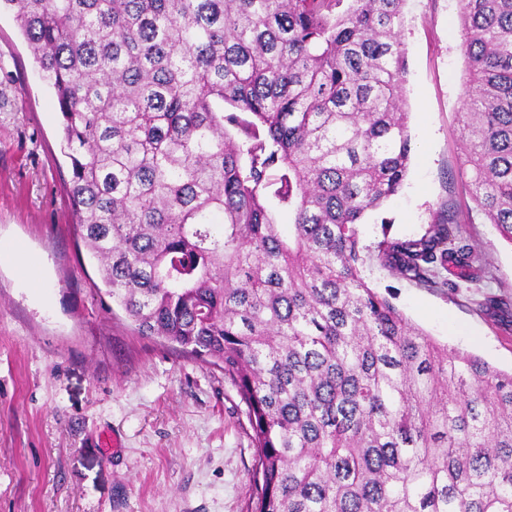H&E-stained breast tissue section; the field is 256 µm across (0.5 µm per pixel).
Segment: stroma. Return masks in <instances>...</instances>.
<instances>
[{"mask_svg": "<svg viewBox=\"0 0 512 512\" xmlns=\"http://www.w3.org/2000/svg\"><path fill=\"white\" fill-rule=\"evenodd\" d=\"M400 39L413 154L402 191L360 238H411L454 212L487 278L425 288L367 258L363 276L437 343L512 371V244L473 202L458 114L466 90L457 0H406ZM56 97L12 14H0V512H250L248 409L221 367L141 335L97 293L74 227Z\"/></svg>", "mask_w": 512, "mask_h": 512, "instance_id": "35a3bbf8", "label": "stroma"}]
</instances>
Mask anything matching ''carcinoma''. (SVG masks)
Segmentation results:
<instances>
[{"instance_id":"carcinoma-1","label":"carcinoma","mask_w":512,"mask_h":512,"mask_svg":"<svg viewBox=\"0 0 512 512\" xmlns=\"http://www.w3.org/2000/svg\"><path fill=\"white\" fill-rule=\"evenodd\" d=\"M404 2L0 0L55 92L104 294L247 405L251 512H512V373L362 274L370 250L431 288L486 274L449 214L360 242L411 162ZM458 3L469 190L512 244V0Z\"/></svg>"}]
</instances>
